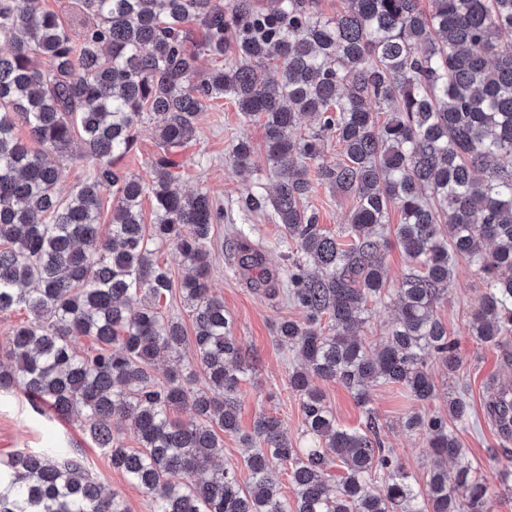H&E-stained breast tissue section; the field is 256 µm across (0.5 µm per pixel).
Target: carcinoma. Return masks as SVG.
Instances as JSON below:
<instances>
[{
  "mask_svg": "<svg viewBox=\"0 0 512 512\" xmlns=\"http://www.w3.org/2000/svg\"><path fill=\"white\" fill-rule=\"evenodd\" d=\"M34 3L0 0V313L30 315L7 338L0 393L21 388L34 410L80 420L155 512H492L496 488L476 475L448 425L469 420L460 395L448 399L446 417H406L433 459L422 487L382 447L375 423L363 431L336 424L312 380L338 382L361 405L377 384L433 400L429 364L450 377L459 367L457 340L434 313L454 257L477 260L486 280L470 335L497 348L512 338V0H431L428 10L421 0H348L329 19L314 0H268L264 9L255 0H78L87 21L77 28ZM229 52L224 66L200 70V55ZM221 98L262 124L277 178L273 197L249 192L241 209L272 208L317 268L288 266L285 295L304 320H283L276 333L299 359L289 385L318 447H293L281 420L259 415L243 436L245 487L214 464L219 432L239 430L244 374L224 300L209 287L212 227L224 211L206 192L180 191L175 160L198 113ZM376 112L388 113L381 125ZM301 115L319 117V128L295 133ZM19 120L27 142L15 132ZM146 121L160 148L147 181L120 166ZM333 137L342 150L330 161ZM65 157L92 161L67 196L58 190ZM229 163L253 169L250 144L238 141ZM315 181L355 200L345 244L309 206ZM393 207L412 272L396 291L398 317L373 346L354 330L383 291L380 226ZM235 234L255 286L278 280L245 230ZM164 246L188 267L178 284L154 258ZM176 297L191 313V338L158 311ZM81 337L96 347L79 353ZM188 341L195 362L156 380L157 357ZM183 409L188 423L176 417ZM487 410L511 440L512 387ZM117 419L131 421L140 448L115 437ZM334 465L344 476L332 487ZM281 467L291 503L281 497ZM0 512L129 508L78 454L20 451L0 462Z\"/></svg>",
  "mask_w": 512,
  "mask_h": 512,
  "instance_id": "obj_1",
  "label": "carcinoma"
}]
</instances>
